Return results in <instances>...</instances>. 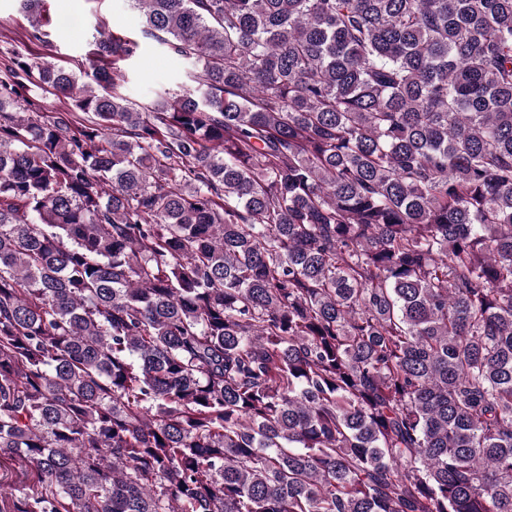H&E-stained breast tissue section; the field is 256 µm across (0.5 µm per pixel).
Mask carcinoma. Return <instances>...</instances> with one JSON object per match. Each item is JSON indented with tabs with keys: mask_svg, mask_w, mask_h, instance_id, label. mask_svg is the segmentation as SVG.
<instances>
[{
	"mask_svg": "<svg viewBox=\"0 0 512 512\" xmlns=\"http://www.w3.org/2000/svg\"><path fill=\"white\" fill-rule=\"evenodd\" d=\"M130 2L0 59V512H512V0ZM43 27L48 36L43 43L29 37V23L16 0H0V57L19 53L34 61L50 62L88 81L83 71L98 30L117 31L139 43L135 56L124 64L126 73L121 93L147 105L161 95L194 89L195 68L142 33L139 13L127 0H44ZM32 92L31 97L40 105L43 112L52 115L54 112H66L69 103L63 97L58 98L52 94L46 93L33 85H30ZM25 481L24 468L12 460L9 454L0 453V485L10 490L21 488Z\"/></svg>",
	"mask_w": 512,
	"mask_h": 512,
	"instance_id": "cac0c4a2",
	"label": "carcinoma"
}]
</instances>
